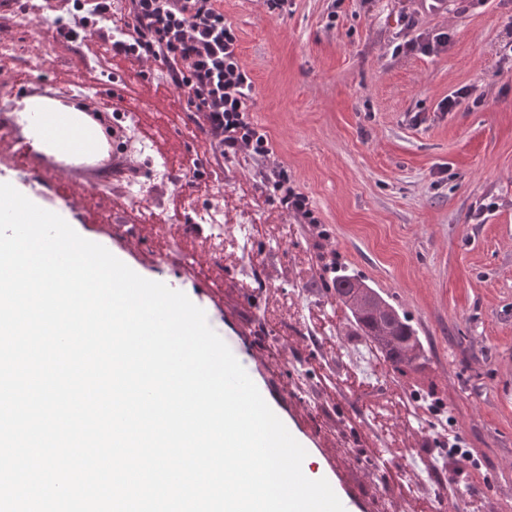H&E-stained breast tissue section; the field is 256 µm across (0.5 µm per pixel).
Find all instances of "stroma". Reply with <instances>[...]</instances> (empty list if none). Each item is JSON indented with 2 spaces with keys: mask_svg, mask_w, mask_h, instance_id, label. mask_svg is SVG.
<instances>
[{
  "mask_svg": "<svg viewBox=\"0 0 512 512\" xmlns=\"http://www.w3.org/2000/svg\"><path fill=\"white\" fill-rule=\"evenodd\" d=\"M40 0L0 13V39L20 40V64L47 82L53 100L71 103L75 87L93 94L115 78L112 103L134 115L138 138L172 180L153 184V207L129 204L113 189L84 193L68 172L47 176L21 166L0 144V176L54 206L72 203L75 223L108 224L112 248L147 279L184 292L230 341L273 412L311 450L355 512H420L431 492L411 493L415 469L439 464L448 482L443 512H512V0H224L254 81L250 117L268 134L275 159L319 221L283 219L276 241L250 242L264 263L256 287L241 285L240 264H225L204 239L198 215L173 194L195 197L206 212L225 211L224 229L265 223L276 199L237 200L262 180L251 159L206 152L160 65L141 71L117 58L81 57L43 24ZM452 36L447 51L409 55L401 44L424 31ZM54 44L55 54L29 53ZM469 98L452 112L439 102L461 87ZM493 203L483 223L471 209ZM172 216V215H171ZM344 268L378 289L421 336L426 353L407 374L382 364L357 336L329 288ZM370 356L379 386L337 372L338 351ZM391 443L392 474L365 461L373 430ZM472 460L458 467L449 435Z\"/></svg>",
  "mask_w": 512,
  "mask_h": 512,
  "instance_id": "1",
  "label": "stroma"
}]
</instances>
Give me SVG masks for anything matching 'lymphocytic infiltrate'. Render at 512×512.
<instances>
[{"mask_svg":"<svg viewBox=\"0 0 512 512\" xmlns=\"http://www.w3.org/2000/svg\"><path fill=\"white\" fill-rule=\"evenodd\" d=\"M43 23L84 54L166 65L171 85L195 112L210 147L224 156L258 157L269 168V185L280 208L299 223L317 218L308 198L274 162L267 135L249 117L253 78L243 65L238 36L224 20L223 0H129L116 11L112 0H44ZM107 22L108 33L97 30Z\"/></svg>","mask_w":512,"mask_h":512,"instance_id":"obj_1","label":"lymphocytic infiltrate"}]
</instances>
